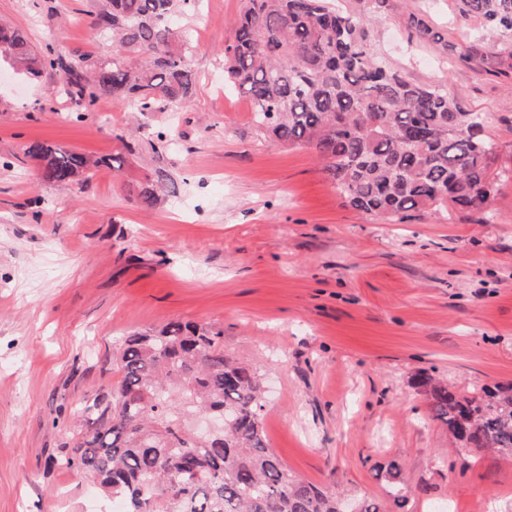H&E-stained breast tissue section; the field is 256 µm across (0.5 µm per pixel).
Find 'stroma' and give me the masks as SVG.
<instances>
[{
	"mask_svg": "<svg viewBox=\"0 0 512 512\" xmlns=\"http://www.w3.org/2000/svg\"><path fill=\"white\" fill-rule=\"evenodd\" d=\"M338 4L375 15V48L403 77L490 116L504 175L487 214L389 223L345 205L312 150L260 136L224 82L241 0H199L177 19L195 84L176 111L102 99L84 113L52 73L0 69V512H111L64 462L71 419L118 380L128 331L176 320L223 329L225 353L264 375L269 446L305 480L383 512H512V460L456 447L416 384L512 381V69L492 40L475 44L454 0ZM93 7L0 0V19L66 58H106ZM161 130L175 147L158 154ZM35 141L125 162L60 187L27 157ZM154 182L160 199L142 206Z\"/></svg>",
	"mask_w": 512,
	"mask_h": 512,
	"instance_id": "35a3bbf8",
	"label": "stroma"
}]
</instances>
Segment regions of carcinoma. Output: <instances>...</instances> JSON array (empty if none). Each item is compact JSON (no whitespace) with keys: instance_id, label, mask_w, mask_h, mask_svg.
<instances>
[{"instance_id":"cac0c4a2","label":"carcinoma","mask_w":512,"mask_h":512,"mask_svg":"<svg viewBox=\"0 0 512 512\" xmlns=\"http://www.w3.org/2000/svg\"><path fill=\"white\" fill-rule=\"evenodd\" d=\"M197 0H106L94 24L112 60H65L0 22V56L30 80L51 72L88 110L112 97L139 112L184 107L193 94L190 41L174 28ZM512 67V0H455ZM370 18L330 0H242L224 73L248 95L263 136L308 147L357 210L403 222L411 211H484L502 176L487 117L464 110L443 84L405 79L375 52ZM26 154L41 180L69 185L119 156L93 159L47 142ZM120 379L83 410L66 464L85 470L123 512H345L334 487L299 478L269 447L262 374L224 355V330L169 322L122 338ZM434 417L464 448L512 459V383L459 393L425 378ZM222 417L214 438L189 420Z\"/></svg>"}]
</instances>
